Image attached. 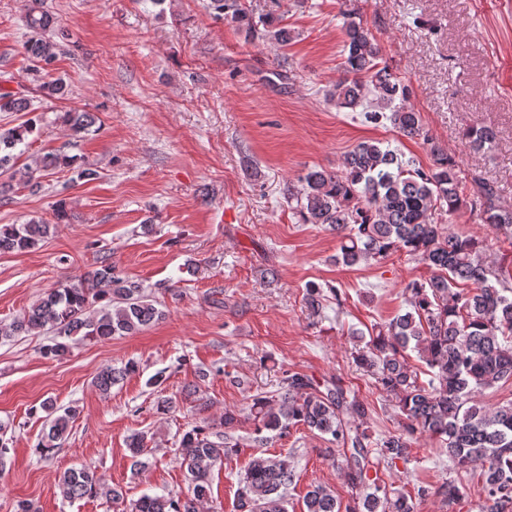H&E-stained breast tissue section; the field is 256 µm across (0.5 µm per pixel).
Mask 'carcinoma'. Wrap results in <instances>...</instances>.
I'll use <instances>...</instances> for the list:
<instances>
[{"mask_svg": "<svg viewBox=\"0 0 512 512\" xmlns=\"http://www.w3.org/2000/svg\"><path fill=\"white\" fill-rule=\"evenodd\" d=\"M41 0H31L24 22L33 36L24 44L30 71L46 98L65 94L61 78L44 80L47 68L57 60L58 43L48 33L55 18L42 10ZM213 9L237 24L246 36L264 27L265 36L278 45L292 40V31L282 20L267 14L254 21L241 0H211ZM344 76L336 81L329 97L336 106L354 110L369 104L367 118L389 121L403 135L421 137L429 145L432 164L424 169L402 160L382 141H363L344 158L342 172L311 169L299 178L301 188L287 189L288 202L305 224H321L339 237L337 260L348 267L380 260L402 251L431 271L429 278L407 285L409 310L394 317L370 336L366 346L353 354L356 363L376 376L382 390L395 398L403 416L401 428L384 435L371 447L363 427L371 414L368 403L338 382L326 386L298 372H287L281 380L278 404L256 395L246 414L224 410L218 422L204 419L182 433L179 463L186 471L187 492L143 495L127 501L95 468L83 465L59 476V485L69 500L101 497L118 512H202L211 497V475L217 463L239 451L233 432L249 421L263 442V432L283 437L290 428L303 426L320 434L347 452L338 463L351 487L362 491L352 505L342 506L333 491L314 485L303 499V512H416L415 499L431 494L448 509L462 499L455 481L430 491L419 486L412 497L400 489H386L370 478L380 464L407 461L412 440L426 435L447 449L448 460L464 468H481V512H512V401L489 406L480 396L499 383L512 381V271L505 259L486 260L484 241L447 228L442 219L465 204L457 176V162L448 150L435 143L424 130L420 113L406 105L410 95L387 66L379 65L380 48L363 22L352 13L343 21ZM30 101L23 94L0 87V112H28ZM70 129L79 134L94 123L88 112H68ZM34 122L0 129V171L11 168L14 151L33 132ZM465 135L472 149L490 152L496 135L488 127H472ZM67 163L48 153L35 160L29 180ZM471 210L491 229L512 226V207L497 202L496 187L475 181ZM51 225L32 220L0 228V252L36 248L50 234ZM323 290L306 287L305 303L317 311L323 306ZM100 307L93 309V304ZM156 300L137 282L116 269L108 256L101 257L92 273L57 283L22 316L0 321V342L22 334L48 330L51 343L43 347L46 358L66 356L77 338L99 341L133 334L161 319ZM417 352L427 367L429 379L422 381L406 363L407 349ZM138 370L134 361L121 368L106 366L93 380L103 394ZM47 414L46 427L35 450L49 458L68 435L77 409L62 407L48 398L40 407ZM224 431H214L216 427ZM147 436L141 432L127 439L133 466H149ZM295 479L287 460L263 453L252 455L239 481L238 512H288L286 489Z\"/></svg>", "mask_w": 512, "mask_h": 512, "instance_id": "carcinoma-1", "label": "carcinoma"}]
</instances>
